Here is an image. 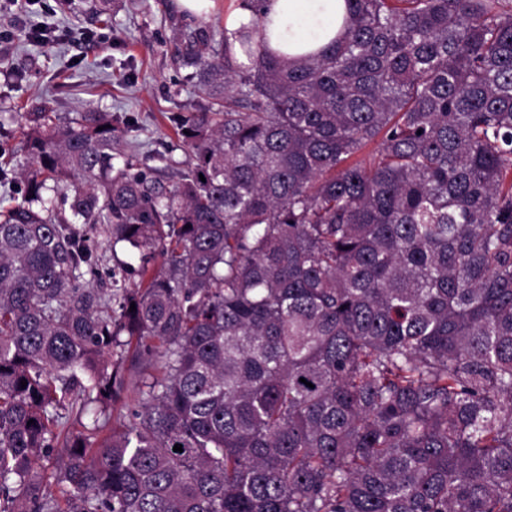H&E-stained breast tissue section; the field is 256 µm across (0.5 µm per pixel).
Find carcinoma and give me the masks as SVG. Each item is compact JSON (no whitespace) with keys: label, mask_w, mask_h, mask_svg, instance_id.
Masks as SVG:
<instances>
[{"label":"carcinoma","mask_w":512,"mask_h":512,"mask_svg":"<svg viewBox=\"0 0 512 512\" xmlns=\"http://www.w3.org/2000/svg\"><path fill=\"white\" fill-rule=\"evenodd\" d=\"M345 7L315 54L242 27L247 65L200 20L163 152L30 113L0 512H512V0ZM87 224L139 283L85 284Z\"/></svg>","instance_id":"1"}]
</instances>
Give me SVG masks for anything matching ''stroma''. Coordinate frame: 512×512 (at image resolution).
<instances>
[{
	"label": "stroma",
	"mask_w": 512,
	"mask_h": 512,
	"mask_svg": "<svg viewBox=\"0 0 512 512\" xmlns=\"http://www.w3.org/2000/svg\"><path fill=\"white\" fill-rule=\"evenodd\" d=\"M99 0H29L18 9L0 0V32L12 41L0 51V146L22 141L21 118L42 106L74 117L94 109L133 116L122 150L147 155L175 143L170 115L190 111L196 99L184 70L173 62L179 28L196 14L179 0H112L110 15H98ZM87 234L100 256L95 286L112 276L139 282L138 263L124 248H111L102 226Z\"/></svg>",
	"instance_id": "stroma-1"
}]
</instances>
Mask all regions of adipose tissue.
Listing matches in <instances>:
<instances>
[{"label":"adipose tissue","instance_id":"ef3b65f1","mask_svg":"<svg viewBox=\"0 0 512 512\" xmlns=\"http://www.w3.org/2000/svg\"><path fill=\"white\" fill-rule=\"evenodd\" d=\"M343 0H264L261 8L272 48L299 55L335 37Z\"/></svg>","mask_w":512,"mask_h":512}]
</instances>
